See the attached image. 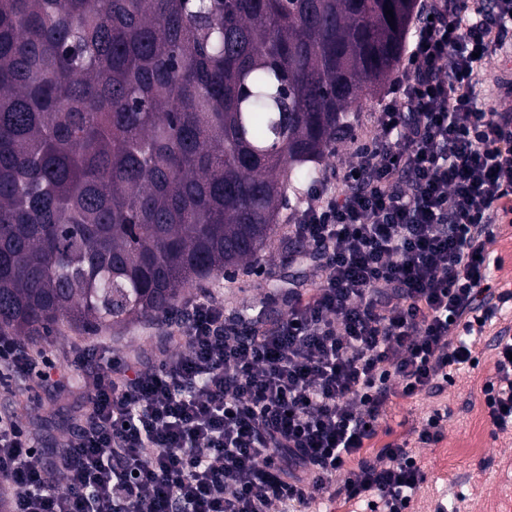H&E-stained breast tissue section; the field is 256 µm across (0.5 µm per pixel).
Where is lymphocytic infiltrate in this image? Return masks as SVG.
I'll list each match as a JSON object with an SVG mask.
<instances>
[{"label":"lymphocytic infiltrate","mask_w":512,"mask_h":512,"mask_svg":"<svg viewBox=\"0 0 512 512\" xmlns=\"http://www.w3.org/2000/svg\"><path fill=\"white\" fill-rule=\"evenodd\" d=\"M407 64L355 163L292 213L289 261L310 263L286 318L241 323L203 297L148 363H102L72 436L45 450L33 422L0 412L8 512H310L319 499L408 512L427 475L410 442L443 437L436 409L358 458L391 398L471 366L512 291L490 283L495 220L512 211V113L479 73L512 39V0H425ZM481 393L512 431V337ZM54 363L0 334V389L54 381ZM342 486H334L335 477Z\"/></svg>","instance_id":"lymphocytic-infiltrate-1"}]
</instances>
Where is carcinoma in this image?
I'll return each instance as SVG.
<instances>
[{
  "instance_id": "obj_1",
  "label": "carcinoma",
  "mask_w": 512,
  "mask_h": 512,
  "mask_svg": "<svg viewBox=\"0 0 512 512\" xmlns=\"http://www.w3.org/2000/svg\"><path fill=\"white\" fill-rule=\"evenodd\" d=\"M419 7L0 0V333L168 317L251 266Z\"/></svg>"
}]
</instances>
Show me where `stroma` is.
I'll use <instances>...</instances> for the list:
<instances>
[{
    "label": "stroma",
    "instance_id": "35a3bbf8",
    "mask_svg": "<svg viewBox=\"0 0 512 512\" xmlns=\"http://www.w3.org/2000/svg\"><path fill=\"white\" fill-rule=\"evenodd\" d=\"M375 103L365 104L356 117L353 139L340 142L321 165L324 177H333L353 158L359 143L377 133ZM288 214H281L277 233L257 257V271L236 272L233 282L218 293L226 309L239 314L263 310L277 321L288 314V290L305 281L306 264L288 261ZM512 336V309L503 308L483 336L479 363L457 371L453 383L430 395L414 399L394 398L388 407V426L366 442L361 458L377 461L386 443L400 439L409 426L419 424L434 408L448 406L451 416L443 440L436 445H415L414 451L427 473L417 491L412 512H434L438 502L447 501L457 512H512V434L492 436L484 409L481 387L495 371L499 331ZM167 327L161 323L133 321L96 335L59 342L47 355L64 371L61 385L39 389L38 400L29 395L0 391V410L14 411L23 418L41 422L39 447L50 448L70 428L75 411L86 401L100 357L148 361ZM97 349L95 358L74 365L75 350Z\"/></svg>",
    "mask_w": 512,
    "mask_h": 512
}]
</instances>
